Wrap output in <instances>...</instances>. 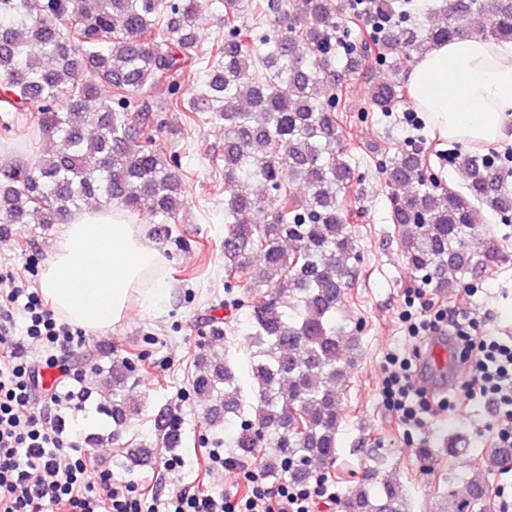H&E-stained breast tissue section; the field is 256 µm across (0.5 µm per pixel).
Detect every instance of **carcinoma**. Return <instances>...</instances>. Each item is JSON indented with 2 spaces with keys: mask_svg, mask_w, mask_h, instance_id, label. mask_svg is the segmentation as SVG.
<instances>
[{
  "mask_svg": "<svg viewBox=\"0 0 512 512\" xmlns=\"http://www.w3.org/2000/svg\"><path fill=\"white\" fill-rule=\"evenodd\" d=\"M224 30L200 43L198 0H0V112L30 120L38 145L30 166L0 167L1 224H67L88 199L161 224L164 236L184 207L180 160L163 157L147 133L146 101L167 82L166 112L213 114L224 122V261L247 254L263 265L266 289L249 317L254 419L231 438L225 464L255 456L265 435L264 466L273 479L307 483L336 463L342 381L358 347L338 316L349 303L360 252L346 194L355 177L337 121L328 65L343 52L344 73L360 76L368 58L400 69L433 46L474 34L512 43V0H437L423 18L399 0H366L371 41L337 37L344 0H216ZM251 10L254 24L244 22ZM288 22V36L256 45L252 31ZM110 89L107 97L101 88ZM382 112L407 98L396 82L367 86ZM390 219L412 273L450 294L499 258L493 236L475 233L477 207L512 223V166L481 146L454 157L461 189L427 175L414 148L382 149ZM301 185L305 194L289 191ZM128 361L112 365V417L127 419L122 392ZM193 393L212 418L240 416L233 369L199 363ZM387 459L376 448L365 476L340 500L342 512H405ZM483 489L472 473L466 512Z\"/></svg>",
  "mask_w": 512,
  "mask_h": 512,
  "instance_id": "1",
  "label": "carcinoma"
}]
</instances>
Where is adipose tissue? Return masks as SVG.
<instances>
[{"instance_id":"obj_1","label":"adipose tissue","mask_w":512,"mask_h":512,"mask_svg":"<svg viewBox=\"0 0 512 512\" xmlns=\"http://www.w3.org/2000/svg\"><path fill=\"white\" fill-rule=\"evenodd\" d=\"M413 104L446 137L493 145L512 137V49L480 37L434 46L408 74ZM160 257L145 229L122 212L84 210L67 224L40 278L42 293L72 325L95 332L122 322L131 296L158 308Z\"/></svg>"}]
</instances>
